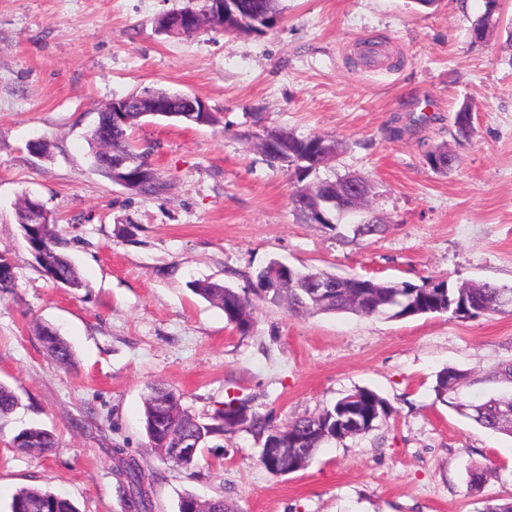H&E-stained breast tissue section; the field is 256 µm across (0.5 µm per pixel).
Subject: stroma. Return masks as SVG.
Instances as JSON below:
<instances>
[{
	"mask_svg": "<svg viewBox=\"0 0 512 512\" xmlns=\"http://www.w3.org/2000/svg\"><path fill=\"white\" fill-rule=\"evenodd\" d=\"M190 3L0 0V254L14 268L12 292L0 293V383L19 398L0 416V512L31 487L78 512H127L118 448L143 467L152 512H178L189 494L236 512H483L511 497L512 435L458 415L434 388L445 367L485 376L512 361V312L297 317L257 288L274 259L339 276L512 286V0L481 41L472 29L485 0H280L263 33L156 31L158 16ZM366 42L382 46L383 68L361 62ZM148 91L198 96L217 118L135 125L166 184L156 195L94 171L87 141L112 98ZM274 127L338 141L320 178L367 177L384 232L355 235L347 217L332 229L301 223L286 167L253 146ZM37 139L47 153L31 150ZM440 145L458 158L444 172L427 159ZM25 197L42 203L85 289L44 275L16 219ZM197 280L253 299L252 329L239 333L194 294ZM42 325L68 342L71 367L48 354ZM156 385L204 423L233 398L283 424L362 388L391 410L295 473L267 471L263 441L246 429L211 437L185 470L146 435ZM31 426L53 433L54 453L13 448ZM474 463L495 469L477 493Z\"/></svg>",
	"mask_w": 512,
	"mask_h": 512,
	"instance_id": "35a3bbf8",
	"label": "stroma"
}]
</instances>
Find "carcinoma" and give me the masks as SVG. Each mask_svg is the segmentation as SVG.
Instances as JSON below:
<instances>
[{
	"label": "carcinoma",
	"mask_w": 512,
	"mask_h": 512,
	"mask_svg": "<svg viewBox=\"0 0 512 512\" xmlns=\"http://www.w3.org/2000/svg\"><path fill=\"white\" fill-rule=\"evenodd\" d=\"M242 5V20L260 17L273 22L280 14L279 0H240ZM485 13L477 20L476 25L484 28L485 32L494 30L499 24L495 17L498 0H486ZM130 121L113 125L109 115L101 119L99 129L88 133V141L93 147H98L99 137H108L107 145L114 156H124L137 162L145 168V187L141 192L158 194L164 190L165 184L160 173L149 161V153L132 141L128 131L139 122L137 114H129ZM288 139L294 142L293 153L290 155L294 169L291 176L294 182H304L299 167L305 158L308 143L322 139L320 135L298 137L291 130L284 128ZM50 220L33 227L30 231L29 248L44 252L49 262L42 266L44 274L57 283L74 289L87 287L80 277L70 258L57 249L48 226ZM259 281L266 283L264 299L269 303L279 304L288 302V311L292 315L303 316L311 312L321 313H356L365 316H375L393 319L396 316L410 317L415 312L421 314H446L451 318H475L494 315L505 309H512V287L498 286L489 282L461 284L457 287L448 285L447 280L429 276L422 283L411 282H376L372 279L350 276L332 289V302L327 308L312 305L306 309H297L298 295L308 284L301 287H291L288 290L279 288L285 283L282 270L277 268V262H270L259 274ZM192 291L202 298L216 304L224 311L227 322L240 333L248 332L253 325V302L245 295L217 282L194 281L190 284ZM39 336L49 355L59 364L69 366L73 354L70 346L59 334L57 329L43 326ZM477 384H490V395L482 400L486 406L484 414L474 419L478 425L496 432H508L509 417L512 416V362L499 366L491 375L477 378L466 370L448 366L437 375L435 386L436 397L440 401L450 403V399L458 394H464V388ZM173 394V391L163 387L151 388L144 405V422L147 436L158 457L166 462H174L172 448L184 437H194L199 444L207 443L208 438L223 432L220 421L224 412L214 417V423L205 424L177 410L166 426V430H154L160 407L157 401ZM19 404L16 394L7 386L0 385V414L11 412ZM388 402L369 389H358L338 399L331 408L324 409L326 418L346 423L355 413L361 417H370L377 422L389 414ZM13 444L20 452L31 456H43L53 453L57 444L53 435L46 429L31 427L23 430L13 439ZM491 473V467L486 464H474L469 470L468 486L474 491L480 490ZM128 483L135 493L130 497L128 512H151L150 501L144 499L141 493V483L144 482V471L139 463H134L127 472ZM10 512H76L73 504L66 498L56 495L48 489L31 488L16 492L11 499Z\"/></svg>",
	"instance_id": "carcinoma-1"
}]
</instances>
